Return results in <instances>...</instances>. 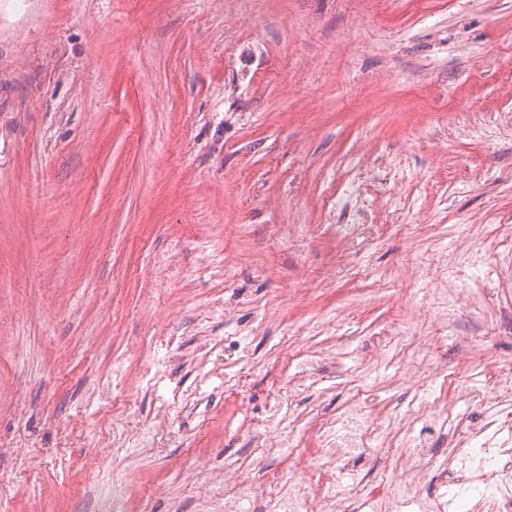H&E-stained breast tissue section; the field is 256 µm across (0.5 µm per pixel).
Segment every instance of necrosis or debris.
Returning a JSON list of instances; mask_svg holds the SVG:
<instances>
[{
	"mask_svg": "<svg viewBox=\"0 0 512 512\" xmlns=\"http://www.w3.org/2000/svg\"><path fill=\"white\" fill-rule=\"evenodd\" d=\"M416 324L399 322L378 338L400 362L399 382L410 398L392 408V426L368 422L372 400L356 392L336 418L321 421L316 446L327 466L286 463L273 475L240 463L224 469V512H512V413L490 416L488 403L512 394V353L490 355V336L456 339V367L492 362V384L465 380L446 393L448 364L422 345ZM424 366H415L416 358ZM470 412L451 415L449 396ZM387 448V480L339 491L336 476Z\"/></svg>",
	"mask_w": 512,
	"mask_h": 512,
	"instance_id": "1",
	"label": "necrosis or debris"
}]
</instances>
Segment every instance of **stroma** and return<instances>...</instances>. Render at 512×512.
Segmentation results:
<instances>
[{"label": "stroma", "instance_id": "35a3bbf8", "mask_svg": "<svg viewBox=\"0 0 512 512\" xmlns=\"http://www.w3.org/2000/svg\"><path fill=\"white\" fill-rule=\"evenodd\" d=\"M357 192L368 245L284 235ZM500 224L512 0H0V512H205L225 460L283 465L247 435L297 371L280 337L343 357L284 424L309 448L357 385L382 418L373 339L435 288L512 351ZM462 242L484 287L441 274Z\"/></svg>", "mask_w": 512, "mask_h": 512}]
</instances>
